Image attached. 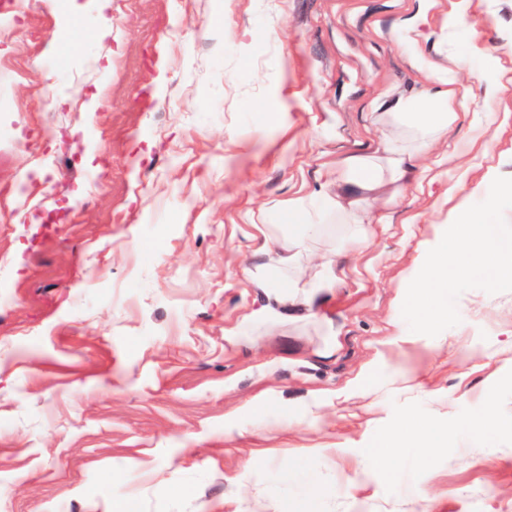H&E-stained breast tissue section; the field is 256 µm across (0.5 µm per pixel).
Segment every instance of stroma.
I'll use <instances>...</instances> for the list:
<instances>
[{
  "label": "stroma",
  "mask_w": 512,
  "mask_h": 512,
  "mask_svg": "<svg viewBox=\"0 0 512 512\" xmlns=\"http://www.w3.org/2000/svg\"><path fill=\"white\" fill-rule=\"evenodd\" d=\"M421 8L0 5V512H512V291H465L434 337L395 326L449 190L512 178V123L488 119L512 95L478 87L489 48L512 75V0H438L418 47L390 39ZM421 57L475 94L421 190L371 209L313 315L229 345L265 302L249 215L376 147L383 93L434 84ZM269 138L280 161L257 157ZM489 405L497 428L472 432ZM405 430L430 434L428 460L383 449Z\"/></svg>",
  "instance_id": "obj_1"
}]
</instances>
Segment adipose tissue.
Returning a JSON list of instances; mask_svg holds the SVG:
<instances>
[{
	"instance_id": "obj_1",
	"label": "adipose tissue",
	"mask_w": 512,
	"mask_h": 512,
	"mask_svg": "<svg viewBox=\"0 0 512 512\" xmlns=\"http://www.w3.org/2000/svg\"><path fill=\"white\" fill-rule=\"evenodd\" d=\"M469 91L452 77H437L421 97L387 96L372 117L379 135L375 149L344 154L325 163L319 188H299L288 199L252 217L259 253L269 263L248 269L266 306L245 316L226 336L234 345L251 342L254 325L275 327L285 312L313 309L323 293L340 283L338 262L323 256L319 270L307 275L305 246L330 220L348 227L340 246L359 252L368 245L363 232L368 208L391 205L409 190L413 161L447 135Z\"/></svg>"
}]
</instances>
